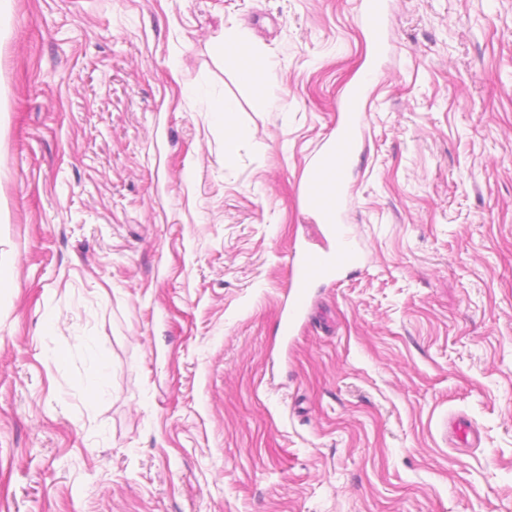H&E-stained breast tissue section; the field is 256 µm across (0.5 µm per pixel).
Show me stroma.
Masks as SVG:
<instances>
[{"instance_id": "obj_1", "label": "stroma", "mask_w": 512, "mask_h": 512, "mask_svg": "<svg viewBox=\"0 0 512 512\" xmlns=\"http://www.w3.org/2000/svg\"><path fill=\"white\" fill-rule=\"evenodd\" d=\"M358 12L10 0L0 512H512V0H386L377 57ZM238 26L273 83L216 54ZM367 72L364 264L285 339L298 181Z\"/></svg>"}]
</instances>
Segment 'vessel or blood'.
<instances>
[{
	"label": "vessel or blood",
	"instance_id": "vessel-or-blood-1",
	"mask_svg": "<svg viewBox=\"0 0 512 512\" xmlns=\"http://www.w3.org/2000/svg\"><path fill=\"white\" fill-rule=\"evenodd\" d=\"M359 18L365 31L373 39H380L385 24V0H359ZM366 90V85L357 84L344 91L336 134L326 141L299 182L305 209L323 226V245L314 249L302 244L293 250L288 298L279 321L286 337L293 335L309 305L308 289L312 284L334 279L363 262L360 251L349 244L350 233L342 222V204L358 154L360 133L368 120Z\"/></svg>",
	"mask_w": 512,
	"mask_h": 512
}]
</instances>
